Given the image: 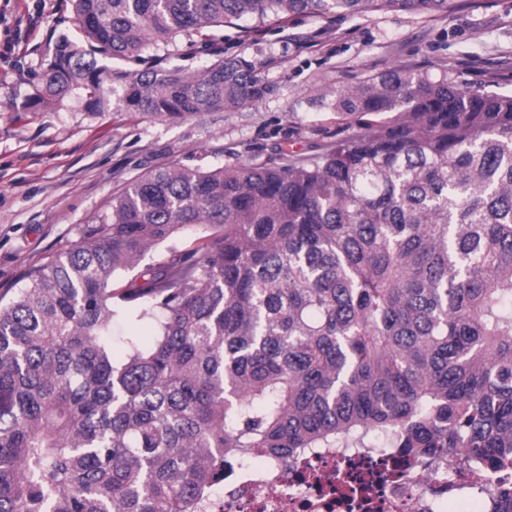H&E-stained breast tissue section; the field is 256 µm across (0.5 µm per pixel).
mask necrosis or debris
<instances>
[{"mask_svg": "<svg viewBox=\"0 0 512 512\" xmlns=\"http://www.w3.org/2000/svg\"><path fill=\"white\" fill-rule=\"evenodd\" d=\"M200 512H512V469L492 473L457 451L424 466L383 444L260 451L225 467Z\"/></svg>", "mask_w": 512, "mask_h": 512, "instance_id": "4bbe7bcc", "label": "necrosis or debris"}]
</instances>
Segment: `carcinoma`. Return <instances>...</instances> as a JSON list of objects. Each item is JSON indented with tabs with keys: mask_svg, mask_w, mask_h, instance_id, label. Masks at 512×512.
Instances as JSON below:
<instances>
[{
	"mask_svg": "<svg viewBox=\"0 0 512 512\" xmlns=\"http://www.w3.org/2000/svg\"><path fill=\"white\" fill-rule=\"evenodd\" d=\"M73 6L38 100L169 122L272 88L241 57L194 75L148 46L454 0ZM323 98L357 131L317 160L155 170L0 295V512H197L226 458L370 437L512 466V94L393 67ZM131 314L155 340L117 360ZM150 334L149 326L143 322L119 321L112 326V341L116 347H122L121 341L127 337L145 340Z\"/></svg>",
	"mask_w": 512,
	"mask_h": 512,
	"instance_id": "1",
	"label": "carcinoma"
}]
</instances>
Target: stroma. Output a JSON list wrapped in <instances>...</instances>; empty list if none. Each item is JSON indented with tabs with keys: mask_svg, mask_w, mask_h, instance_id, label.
Here are the masks:
<instances>
[{
	"mask_svg": "<svg viewBox=\"0 0 512 512\" xmlns=\"http://www.w3.org/2000/svg\"><path fill=\"white\" fill-rule=\"evenodd\" d=\"M72 0H0V295L66 249L76 228L131 181L173 164L285 163L323 154L337 135L323 94L395 67L452 71L512 94V0H480L447 15L380 11L302 16L214 31L208 46H171L166 67L198 72L242 57L268 81L263 102L179 122L120 105L89 114L82 100L36 105L59 35L76 31Z\"/></svg>",
	"mask_w": 512,
	"mask_h": 512,
	"instance_id": "35a3bbf8",
	"label": "stroma"
}]
</instances>
